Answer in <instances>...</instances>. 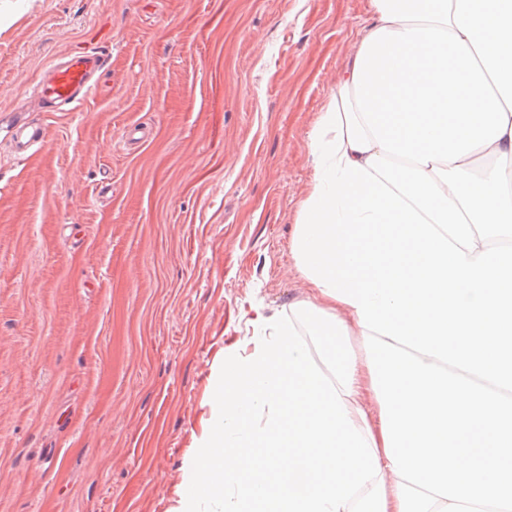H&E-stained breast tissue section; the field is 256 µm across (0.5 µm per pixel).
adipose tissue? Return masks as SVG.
Instances as JSON below:
<instances>
[{
	"label": "adipose tissue",
	"mask_w": 512,
	"mask_h": 512,
	"mask_svg": "<svg viewBox=\"0 0 512 512\" xmlns=\"http://www.w3.org/2000/svg\"><path fill=\"white\" fill-rule=\"evenodd\" d=\"M309 134L307 296L224 360L215 512H512V0H369Z\"/></svg>",
	"instance_id": "1"
}]
</instances>
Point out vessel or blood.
I'll return each mask as SVG.
<instances>
[{
	"label": "vessel or blood",
	"mask_w": 512,
	"mask_h": 512,
	"mask_svg": "<svg viewBox=\"0 0 512 512\" xmlns=\"http://www.w3.org/2000/svg\"><path fill=\"white\" fill-rule=\"evenodd\" d=\"M103 55L94 48L69 53L66 60L54 63L48 70L41 91L54 102L69 105L80 102L94 85L93 78L101 69ZM9 123L14 130L15 157L24 162L29 158L30 145L40 139L39 131L27 130L18 114H11Z\"/></svg>",
	"instance_id": "vessel-or-blood-1"
}]
</instances>
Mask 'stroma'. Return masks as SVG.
Instances as JSON below:
<instances>
[{
	"mask_svg": "<svg viewBox=\"0 0 512 512\" xmlns=\"http://www.w3.org/2000/svg\"><path fill=\"white\" fill-rule=\"evenodd\" d=\"M369 0H0V512H175L224 355L306 288L308 134ZM105 61L70 112L57 58ZM9 123L14 129V142L16 144L15 158L19 162H25L29 159L28 148L30 145L37 141V139H43V133L38 130L29 131L27 127H24L20 116L16 113L9 115Z\"/></svg>",
	"mask_w": 512,
	"mask_h": 512,
	"instance_id": "35a3bbf8",
	"label": "stroma"
}]
</instances>
